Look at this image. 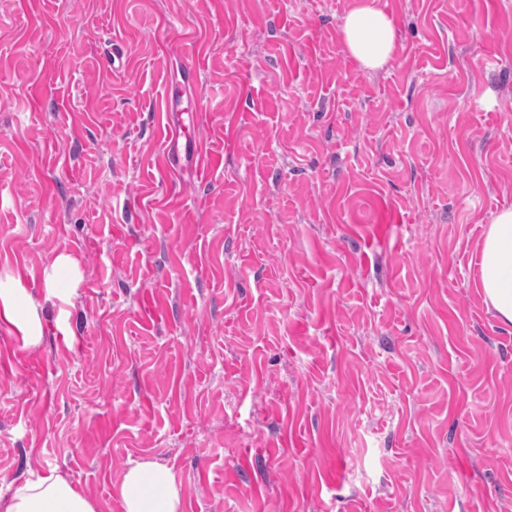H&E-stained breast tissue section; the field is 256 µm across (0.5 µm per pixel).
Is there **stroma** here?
<instances>
[{
  "instance_id": "stroma-1",
  "label": "stroma",
  "mask_w": 512,
  "mask_h": 512,
  "mask_svg": "<svg viewBox=\"0 0 512 512\" xmlns=\"http://www.w3.org/2000/svg\"><path fill=\"white\" fill-rule=\"evenodd\" d=\"M381 2L369 71L354 0H0V290L42 330L0 326V494L54 470L123 512L147 460L183 512H512V327L477 286L512 0ZM340 32L349 55L363 69H382L394 59L395 26L379 0H355L342 18Z\"/></svg>"
}]
</instances>
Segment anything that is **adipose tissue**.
I'll return each mask as SVG.
<instances>
[{"label": "adipose tissue", "instance_id": "adipose-tissue-1", "mask_svg": "<svg viewBox=\"0 0 512 512\" xmlns=\"http://www.w3.org/2000/svg\"><path fill=\"white\" fill-rule=\"evenodd\" d=\"M349 55L366 70L394 58L396 30L380 0H355L340 25ZM479 287L497 321L512 327V206L498 210L480 244ZM124 512H181L174 471L153 461L131 463L119 485ZM0 512H96L95 504L63 476L49 471L24 480L0 501Z\"/></svg>", "mask_w": 512, "mask_h": 512}]
</instances>
